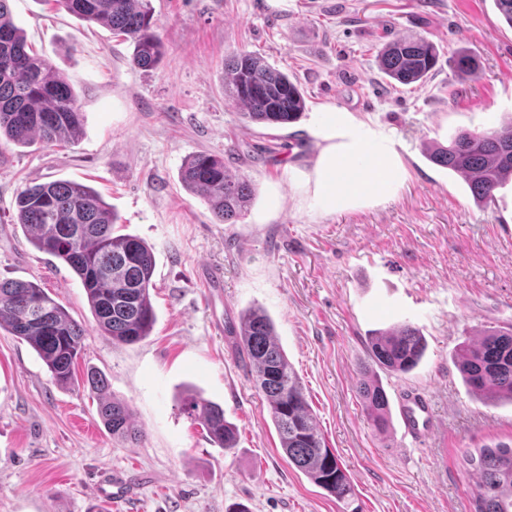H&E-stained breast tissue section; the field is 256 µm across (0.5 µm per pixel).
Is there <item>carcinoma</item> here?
Returning a JSON list of instances; mask_svg holds the SVG:
<instances>
[{"mask_svg": "<svg viewBox=\"0 0 512 512\" xmlns=\"http://www.w3.org/2000/svg\"><path fill=\"white\" fill-rule=\"evenodd\" d=\"M9 2L0 0V141L19 146L74 141L83 126L74 88L31 52ZM55 2L131 42V62L137 68L152 69L164 55V44L153 30L150 0ZM437 61L436 47L422 38H402L379 52L383 73L402 85L427 77ZM224 95L241 109L247 123L284 126L305 111L303 93L288 74L247 51L225 60ZM426 154L433 164L460 175L474 200L484 204L512 179V125L483 133L462 131L446 146L426 147ZM180 178L206 202L218 224L237 223L255 195L251 181L231 173L224 157L216 154L193 156L181 168ZM16 208L30 243L66 263L81 279L101 332L123 343L150 335L156 323L150 297L153 248L138 237L115 233L117 217L97 191L72 180H52L21 190ZM1 329L28 343L56 383L77 381L75 362L84 327L37 284L0 281ZM235 335L288 461L336 498L351 497L349 478L317 429L299 377L276 341L272 319L260 307L249 309L241 314ZM425 350L424 337L409 324L369 340L373 363L392 373L412 371ZM455 365L471 392L512 402V326L489 330L477 340L464 339ZM83 383L101 393L108 389L107 378L96 370L86 372ZM357 391L375 429L387 431L389 400L377 376L361 370ZM184 411L200 421L216 446L235 447L237 428L219 404L195 394L184 400ZM98 415L112 436L139 439L126 401L103 395ZM462 461L477 476L471 512H512V446L499 442L468 448Z\"/></svg>", "mask_w": 512, "mask_h": 512, "instance_id": "obj_1", "label": "carcinoma"}]
</instances>
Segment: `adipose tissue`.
<instances>
[{"label":"adipose tissue","mask_w":512,"mask_h":512,"mask_svg":"<svg viewBox=\"0 0 512 512\" xmlns=\"http://www.w3.org/2000/svg\"><path fill=\"white\" fill-rule=\"evenodd\" d=\"M312 135L319 153L311 170L299 172L297 180L320 212L386 202L404 185L407 171L398 151L352 112L322 106Z\"/></svg>","instance_id":"obj_1"}]
</instances>
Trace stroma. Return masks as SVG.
Returning <instances> with one entry per match:
<instances>
[{"mask_svg":"<svg viewBox=\"0 0 512 512\" xmlns=\"http://www.w3.org/2000/svg\"><path fill=\"white\" fill-rule=\"evenodd\" d=\"M165 54L131 63L130 42L55 0H11L33 50L73 86L77 141L0 145V281L38 283L86 330L77 375L95 368L142 436L114 439L99 396L58 386L24 341L0 330V512H470L465 449L512 443V403L470 393L454 364L466 337L512 325V181L476 204L463 179L429 163L425 145L512 121V28L492 0H151ZM420 37L439 58L408 86L380 70L384 44ZM247 50L288 73L306 110L284 127L245 123L224 97V59ZM477 78L459 77V54ZM333 104L395 143L407 181L383 204L319 212L294 170L318 147L316 111ZM224 155L255 199L238 223H215L179 181L191 155ZM70 179L95 189L119 233L155 255L147 338L102 334L70 267L28 242L16 222L25 186ZM224 273L220 295L203 276ZM262 307L297 373L316 425L345 469L353 502L289 463L229 325ZM409 324L427 342L407 374L380 372L390 404L428 393L438 427L421 445L398 423L378 433L357 393L372 332ZM218 403L238 429L213 445L181 409L187 393ZM126 492L103 497L113 474Z\"/></svg>","mask_w":512,"mask_h":512,"instance_id":"35a3bbf8","label":"stroma"}]
</instances>
